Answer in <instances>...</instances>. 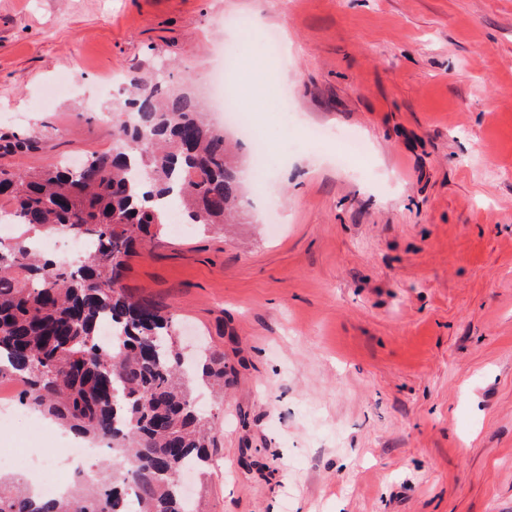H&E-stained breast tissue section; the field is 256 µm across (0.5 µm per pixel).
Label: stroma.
<instances>
[{
    "mask_svg": "<svg viewBox=\"0 0 512 512\" xmlns=\"http://www.w3.org/2000/svg\"><path fill=\"white\" fill-rule=\"evenodd\" d=\"M237 15L259 37L224 133L246 187L288 139L285 222L248 197L240 223L164 226L123 277L230 370L196 512H512V0H0V137L34 141L0 165L111 149L117 77L163 65L211 101ZM313 128L365 157L337 167Z\"/></svg>",
    "mask_w": 512,
    "mask_h": 512,
    "instance_id": "obj_1",
    "label": "stroma"
}]
</instances>
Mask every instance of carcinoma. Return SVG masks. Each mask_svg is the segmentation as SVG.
I'll use <instances>...</instances> for the list:
<instances>
[{
  "label": "carcinoma",
  "mask_w": 512,
  "mask_h": 512,
  "mask_svg": "<svg viewBox=\"0 0 512 512\" xmlns=\"http://www.w3.org/2000/svg\"><path fill=\"white\" fill-rule=\"evenodd\" d=\"M113 110L112 150L74 170L0 167V219L28 231L0 240V377L22 386L19 403L75 435L122 449L50 500L20 478H0V512H194L181 492L186 468H203L211 441L194 387L224 388V355L203 349L187 367L176 319L135 301L122 285L128 259L169 223L171 202L188 224L234 221L244 193L236 155L185 88L130 84ZM19 135L0 151H28ZM67 231L93 242L77 265L45 257L29 231ZM112 323V344L99 335Z\"/></svg>",
  "instance_id": "1"
}]
</instances>
